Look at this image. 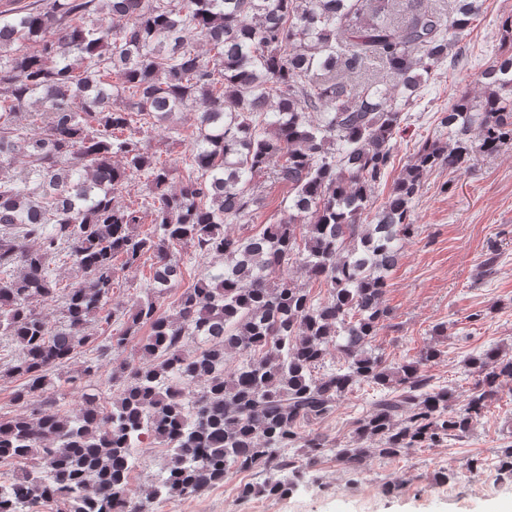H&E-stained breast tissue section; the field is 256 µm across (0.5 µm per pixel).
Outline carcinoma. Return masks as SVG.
<instances>
[{
	"mask_svg": "<svg viewBox=\"0 0 512 512\" xmlns=\"http://www.w3.org/2000/svg\"><path fill=\"white\" fill-rule=\"evenodd\" d=\"M454 2L443 12L420 0H48L0 19V272L21 269L0 279V335L17 344L5 375L24 379L15 401L25 408L0 421V464L29 461L0 482V512H25L37 497L62 500L65 512H146L159 497L261 465L288 470V482L241 494L281 495L325 453L355 472L372 453L397 457L469 433L499 378L512 376V357L491 346L467 358L476 380L455 409V390L426 374L435 347L396 363L373 347L425 174H462L475 154L512 142L510 50L480 72V95L448 103L439 121L448 142L420 140L369 216L421 91L444 63L468 65L461 41L479 5ZM29 104L44 113L34 134L21 123ZM186 109L197 126L191 171L172 191V168L153 161L142 131ZM18 155L29 166L16 175ZM262 175L288 186V215L236 232L229 225L261 204ZM141 176L152 202L117 203ZM147 220L154 234H137ZM175 243L224 265L167 312L159 299L183 276ZM62 249L85 279L61 296L66 325L53 333L38 305L59 297L49 256ZM147 255L145 295L128 312L108 309L116 259L131 268ZM295 266L306 282L288 276ZM308 282L327 296L314 299ZM100 314L122 329L97 345L85 377L141 327L150 335L107 381L112 407L92 388L62 413L47 390ZM332 353L338 367L316 373ZM364 385L376 395L356 440L325 448L304 438V426ZM145 435L167 448L168 462L134 502L129 479ZM368 438L378 447L360 445ZM302 439L298 464L287 452ZM497 472L512 478V444Z\"/></svg>",
	"mask_w": 512,
	"mask_h": 512,
	"instance_id": "cac0c4a2",
	"label": "carcinoma"
}]
</instances>
